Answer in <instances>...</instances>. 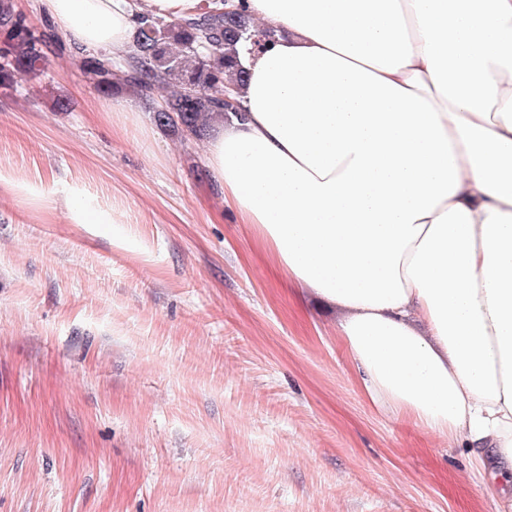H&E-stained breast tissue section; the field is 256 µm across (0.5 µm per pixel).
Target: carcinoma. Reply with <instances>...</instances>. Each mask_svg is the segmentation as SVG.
Returning a JSON list of instances; mask_svg holds the SVG:
<instances>
[{"label": "carcinoma", "mask_w": 512, "mask_h": 512, "mask_svg": "<svg viewBox=\"0 0 512 512\" xmlns=\"http://www.w3.org/2000/svg\"><path fill=\"white\" fill-rule=\"evenodd\" d=\"M280 36L277 27L256 28L240 8L170 22L144 16L134 37L139 66L124 69L110 58L92 56L83 68L98 92H127L149 105L160 90L174 87L165 97V111L154 113V120L201 141L226 112L224 90L244 82L241 52L263 48ZM47 48L45 33L18 16L12 0H0V88L13 87L23 76L39 77Z\"/></svg>", "instance_id": "cac0c4a2"}]
</instances>
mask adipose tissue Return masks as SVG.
Listing matches in <instances>:
<instances>
[{"label":"adipose tissue","mask_w":512,"mask_h":512,"mask_svg":"<svg viewBox=\"0 0 512 512\" xmlns=\"http://www.w3.org/2000/svg\"><path fill=\"white\" fill-rule=\"evenodd\" d=\"M77 53L209 0H38ZM244 119L206 142L224 207L339 313L379 409L468 448L512 512V0H234Z\"/></svg>","instance_id":"1"}]
</instances>
